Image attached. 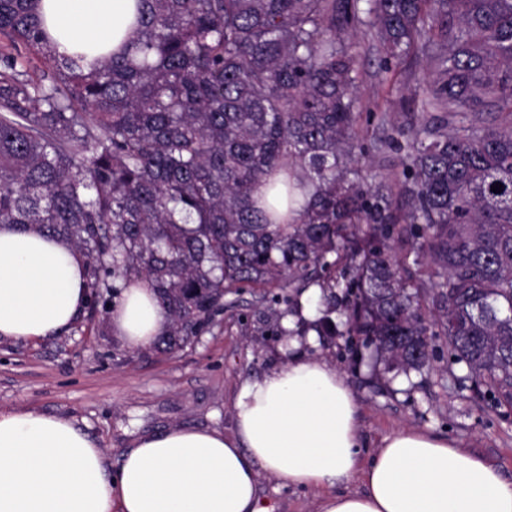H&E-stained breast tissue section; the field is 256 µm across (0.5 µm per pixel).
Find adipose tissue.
Masks as SVG:
<instances>
[{"mask_svg":"<svg viewBox=\"0 0 512 512\" xmlns=\"http://www.w3.org/2000/svg\"><path fill=\"white\" fill-rule=\"evenodd\" d=\"M135 0H41L59 53L109 54L133 31ZM87 301L81 254L57 237L0 224V339L64 332ZM166 319L146 283L126 288L112 327L132 348L152 343ZM245 380L235 430L176 428L137 438L110 471L71 420L0 410V512H270L266 471L317 490L321 512H512V480L455 440L403 428L360 455L359 405L344 377L300 355ZM357 481L362 491H343Z\"/></svg>","mask_w":512,"mask_h":512,"instance_id":"ef3b65f1","label":"adipose tissue"}]
</instances>
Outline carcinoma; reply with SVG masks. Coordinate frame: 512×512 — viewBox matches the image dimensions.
I'll use <instances>...</instances> for the list:
<instances>
[{"instance_id": "cac0c4a2", "label": "carcinoma", "mask_w": 512, "mask_h": 512, "mask_svg": "<svg viewBox=\"0 0 512 512\" xmlns=\"http://www.w3.org/2000/svg\"><path fill=\"white\" fill-rule=\"evenodd\" d=\"M38 2L0 0V224L78 250L104 308L145 281L159 352L226 296L299 281L322 290L319 335L406 375L441 336L472 391L512 407V0H137L134 37L88 69ZM359 31L381 73L435 66L398 89V124L357 111ZM20 45L49 81L24 77ZM362 119L390 126L371 149L399 155L396 193L351 167Z\"/></svg>"}]
</instances>
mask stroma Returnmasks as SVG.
Wrapping results in <instances>:
<instances>
[{
    "instance_id": "35a3bbf8",
    "label": "stroma",
    "mask_w": 512,
    "mask_h": 512,
    "mask_svg": "<svg viewBox=\"0 0 512 512\" xmlns=\"http://www.w3.org/2000/svg\"><path fill=\"white\" fill-rule=\"evenodd\" d=\"M359 109L395 112L393 83L417 86L433 71L419 60L413 71H378L370 38L357 36ZM275 303L249 293L227 309L209 332L173 356L132 348L112 330L111 314L84 310L63 333L38 340L0 341V408L35 409L71 419L117 470L137 437L176 428L235 427L233 402L239 385L279 365L283 345L270 336ZM420 373L385 372L373 347L358 336H318L306 356L336 366L361 406L359 432L364 458L380 440L402 427L454 439L498 465L512 478V409L475 396L459 381L463 365L448 361L442 339ZM259 496L272 512H317L316 493L291 487L268 473L258 477Z\"/></svg>"
}]
</instances>
